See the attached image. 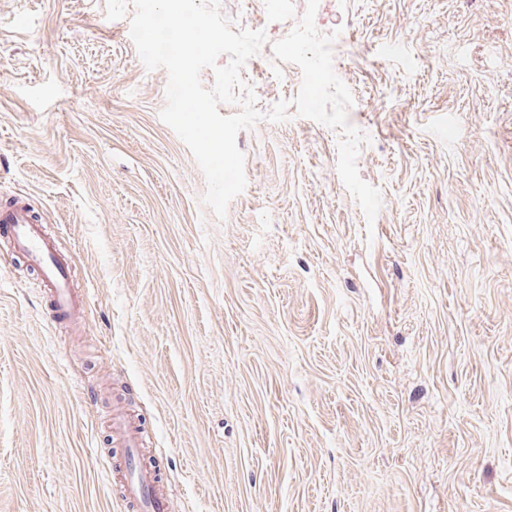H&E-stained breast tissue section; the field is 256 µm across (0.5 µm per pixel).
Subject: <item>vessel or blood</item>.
Returning a JSON list of instances; mask_svg holds the SVG:
<instances>
[{
	"label": "vessel or blood",
	"mask_w": 512,
	"mask_h": 512,
	"mask_svg": "<svg viewBox=\"0 0 512 512\" xmlns=\"http://www.w3.org/2000/svg\"><path fill=\"white\" fill-rule=\"evenodd\" d=\"M0 233L39 270L57 316L64 320L75 316L82 299L71 284L74 257L58 255L30 209L15 202L0 208ZM112 436L124 450L125 499L132 512H170L169 489L160 473L141 460L138 436L127 415L114 413Z\"/></svg>",
	"instance_id": "1"
}]
</instances>
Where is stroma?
<instances>
[{
	"label": "stroma",
	"mask_w": 512,
	"mask_h": 512,
	"mask_svg": "<svg viewBox=\"0 0 512 512\" xmlns=\"http://www.w3.org/2000/svg\"><path fill=\"white\" fill-rule=\"evenodd\" d=\"M306 0H220L284 38ZM364 132L242 130L225 218L106 0H0V204L74 254L54 323L0 237V512H128L114 398L172 512H512V0H319ZM257 109L292 100L265 52Z\"/></svg>",
	"instance_id": "1"
}]
</instances>
